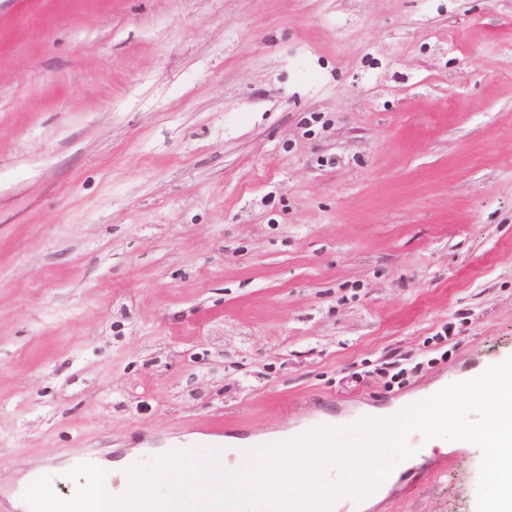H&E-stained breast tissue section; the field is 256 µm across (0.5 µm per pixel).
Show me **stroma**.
I'll use <instances>...</instances> for the list:
<instances>
[{
	"label": "stroma",
	"instance_id": "stroma-1",
	"mask_svg": "<svg viewBox=\"0 0 512 512\" xmlns=\"http://www.w3.org/2000/svg\"><path fill=\"white\" fill-rule=\"evenodd\" d=\"M510 357L512 0H0V494ZM481 458L366 512H476Z\"/></svg>",
	"mask_w": 512,
	"mask_h": 512
}]
</instances>
